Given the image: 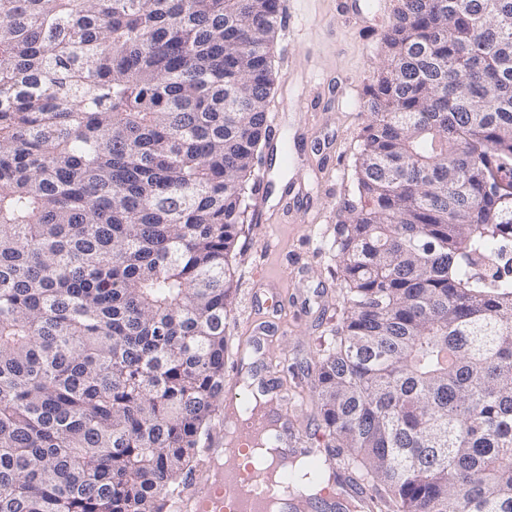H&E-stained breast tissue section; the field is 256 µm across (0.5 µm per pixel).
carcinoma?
Returning <instances> with one entry per match:
<instances>
[{
	"label": "carcinoma",
	"mask_w": 512,
	"mask_h": 512,
	"mask_svg": "<svg viewBox=\"0 0 512 512\" xmlns=\"http://www.w3.org/2000/svg\"><path fill=\"white\" fill-rule=\"evenodd\" d=\"M279 10L0 0V512H172L224 397ZM511 17L401 0L365 90L312 405L380 510L512 512Z\"/></svg>",
	"instance_id": "obj_1"
}]
</instances>
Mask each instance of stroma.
I'll use <instances>...</instances> for the list:
<instances>
[{"label": "stroma", "instance_id": "35a3bbf8", "mask_svg": "<svg viewBox=\"0 0 512 512\" xmlns=\"http://www.w3.org/2000/svg\"><path fill=\"white\" fill-rule=\"evenodd\" d=\"M296 19L293 31L278 30L273 48L277 74L269 110L280 111L295 163L284 164L275 149L269 161L270 188L264 203L277 226L245 225L235 241L236 293L229 321L231 345L252 325H264L280 358L293 367L287 388L311 391L318 357L323 304L339 302L340 270L332 247L336 213L356 187L355 158L367 119L365 88L385 61L383 35L399 0H356L358 15H342L337 0H286ZM297 206L279 208L288 190ZM266 270L282 293V310L268 313L257 299L256 282Z\"/></svg>", "mask_w": 512, "mask_h": 512}]
</instances>
